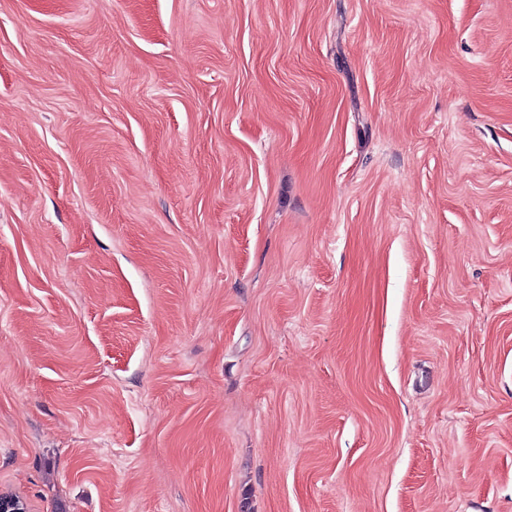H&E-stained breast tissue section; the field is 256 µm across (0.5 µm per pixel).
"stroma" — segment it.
<instances>
[{
	"mask_svg": "<svg viewBox=\"0 0 512 512\" xmlns=\"http://www.w3.org/2000/svg\"><path fill=\"white\" fill-rule=\"evenodd\" d=\"M512 512V0H0V493Z\"/></svg>",
	"mask_w": 512,
	"mask_h": 512,
	"instance_id": "35a3bbf8",
	"label": "stroma"
}]
</instances>
